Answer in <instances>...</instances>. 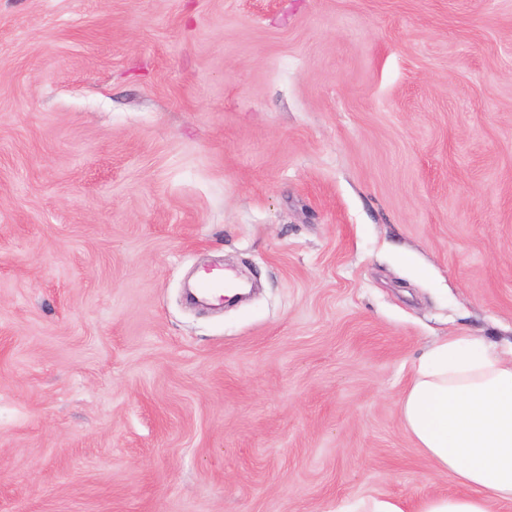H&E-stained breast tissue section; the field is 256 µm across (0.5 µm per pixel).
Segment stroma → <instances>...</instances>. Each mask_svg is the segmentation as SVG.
Returning <instances> with one entry per match:
<instances>
[{
	"label": "stroma",
	"instance_id": "1",
	"mask_svg": "<svg viewBox=\"0 0 512 512\" xmlns=\"http://www.w3.org/2000/svg\"><path fill=\"white\" fill-rule=\"evenodd\" d=\"M457 335L512 340V0H0V512L456 492L398 401Z\"/></svg>",
	"mask_w": 512,
	"mask_h": 512
}]
</instances>
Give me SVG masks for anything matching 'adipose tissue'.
I'll use <instances>...</instances> for the list:
<instances>
[{"mask_svg": "<svg viewBox=\"0 0 512 512\" xmlns=\"http://www.w3.org/2000/svg\"><path fill=\"white\" fill-rule=\"evenodd\" d=\"M399 410L416 447L459 487L422 498L415 512H493L512 502V346L498 352L473 336L448 337L414 364Z\"/></svg>", "mask_w": 512, "mask_h": 512, "instance_id": "ef3b65f1", "label": "adipose tissue"}]
</instances>
